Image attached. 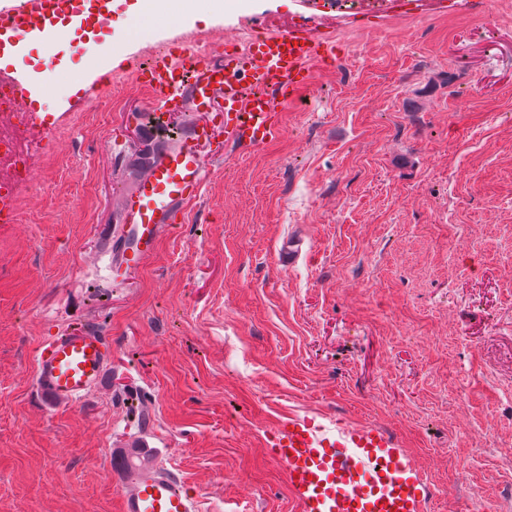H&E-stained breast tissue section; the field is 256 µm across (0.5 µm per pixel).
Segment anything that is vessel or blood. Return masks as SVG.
<instances>
[{
  "label": "vessel or blood",
  "mask_w": 512,
  "mask_h": 512,
  "mask_svg": "<svg viewBox=\"0 0 512 512\" xmlns=\"http://www.w3.org/2000/svg\"><path fill=\"white\" fill-rule=\"evenodd\" d=\"M122 20L114 0H0V83L34 109L44 90L17 62L27 45L50 44L51 32L59 28L79 38ZM334 51L330 41L292 27L219 60L186 50L175 58L160 55L140 75L161 112L183 100L205 107L222 99L228 140L253 147L278 137L281 94L297 98L311 83L310 64L328 63ZM202 137L196 131L168 148L127 195L123 233L113 252L118 270L137 271L176 213L200 196L206 179L197 149ZM110 359L105 339L91 329L55 336L37 357L36 385L60 402H80L99 384ZM274 457L285 468L300 512H424L429 495L424 472L377 426L340 424L329 431L315 421L291 418L278 429ZM125 478L119 512H196L181 478L138 470L126 471Z\"/></svg>",
  "instance_id": "obj_1"
}]
</instances>
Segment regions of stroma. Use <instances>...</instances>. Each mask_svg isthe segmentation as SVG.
Instances as JSON below:
<instances>
[{"instance_id": "35a3bbf8", "label": "stroma", "mask_w": 512, "mask_h": 512, "mask_svg": "<svg viewBox=\"0 0 512 512\" xmlns=\"http://www.w3.org/2000/svg\"><path fill=\"white\" fill-rule=\"evenodd\" d=\"M117 3L130 25L29 54L64 64L44 98L56 126L27 132L22 218L0 223V512H118L135 450L197 512H300L270 455L291 417L392 433L428 512H512V0L485 20L455 0ZM302 23L336 59L280 106L278 138L228 143L218 99L167 113L207 132L205 186L114 276L123 195L171 143L141 64ZM80 327L112 361L57 403L35 360Z\"/></svg>"}]
</instances>
